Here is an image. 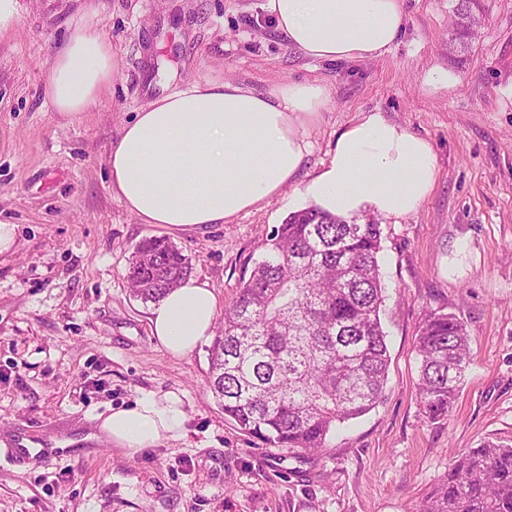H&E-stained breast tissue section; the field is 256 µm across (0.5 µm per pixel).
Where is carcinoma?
<instances>
[{"label":"carcinoma","instance_id":"obj_1","mask_svg":"<svg viewBox=\"0 0 512 512\" xmlns=\"http://www.w3.org/2000/svg\"><path fill=\"white\" fill-rule=\"evenodd\" d=\"M456 35L481 23V0H459ZM379 224L299 210L267 235L265 255L220 319L209 353V388L224 416L275 448L317 452L339 426L382 396L390 355ZM189 258L148 238L134 251V297L158 302L191 273ZM417 396L424 418L448 417L468 366L466 326L429 310L416 338ZM416 512H512V445L488 441L458 456Z\"/></svg>","mask_w":512,"mask_h":512}]
</instances>
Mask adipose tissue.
Instances as JSON below:
<instances>
[{"label":"adipose tissue","mask_w":512,"mask_h":512,"mask_svg":"<svg viewBox=\"0 0 512 512\" xmlns=\"http://www.w3.org/2000/svg\"><path fill=\"white\" fill-rule=\"evenodd\" d=\"M266 8L289 45L318 61L382 56L405 18V0H268ZM114 69L102 34L76 27L50 64L46 97L62 116L78 118ZM329 100V89L316 82L266 93L194 82L156 97L122 125L107 154L112 191L142 223L175 231L231 223L290 185L341 220L417 212L436 182L435 154L426 139L379 112L362 113L337 136L320 169L299 178L306 134ZM216 318L213 290L190 277L153 305L149 323L162 348L184 357L213 336ZM184 422L176 393L147 394L102 418L97 438L132 457L179 438Z\"/></svg>","instance_id":"ef3b65f1"}]
</instances>
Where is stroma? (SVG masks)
Returning <instances> with one entry per match:
<instances>
[{
	"instance_id": "1",
	"label": "stroma",
	"mask_w": 512,
	"mask_h": 512,
	"mask_svg": "<svg viewBox=\"0 0 512 512\" xmlns=\"http://www.w3.org/2000/svg\"><path fill=\"white\" fill-rule=\"evenodd\" d=\"M458 0H407L381 57L322 62L277 30L266 0H18L0 34V512H413L461 453L512 445V0H482L467 47L450 48ZM79 24L112 47L111 83L75 120L44 94L52 58ZM233 81L257 91L327 85L302 174L366 111L428 140L437 177L419 210L382 218L381 321L388 381L375 408L319 453L273 448L226 420L209 351L178 358L152 336L127 272L144 238L169 239L219 306L245 263L297 208L293 190L230 224L170 232L141 223L110 187L123 122L165 91ZM454 314L469 365L447 419L416 394L426 310ZM178 394L184 434L127 458L94 439L96 418L146 393ZM25 441L24 463L5 457Z\"/></svg>"
}]
</instances>
